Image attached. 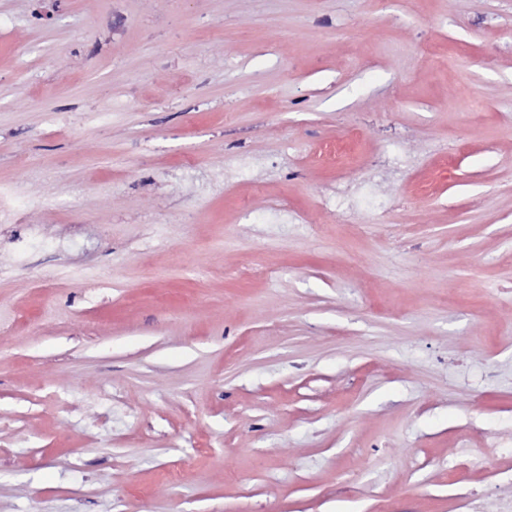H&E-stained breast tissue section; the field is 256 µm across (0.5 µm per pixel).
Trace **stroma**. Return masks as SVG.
<instances>
[{
    "mask_svg": "<svg viewBox=\"0 0 512 512\" xmlns=\"http://www.w3.org/2000/svg\"><path fill=\"white\" fill-rule=\"evenodd\" d=\"M0 204V512H497L512 0H0Z\"/></svg>",
    "mask_w": 512,
    "mask_h": 512,
    "instance_id": "35a3bbf8",
    "label": "stroma"
}]
</instances>
